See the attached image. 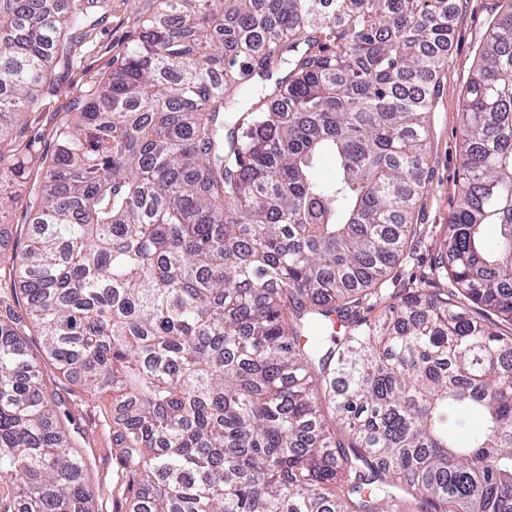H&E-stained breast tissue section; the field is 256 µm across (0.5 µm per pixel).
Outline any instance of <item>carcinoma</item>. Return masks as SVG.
Listing matches in <instances>:
<instances>
[{"instance_id":"cac0c4a2","label":"carcinoma","mask_w":512,"mask_h":512,"mask_svg":"<svg viewBox=\"0 0 512 512\" xmlns=\"http://www.w3.org/2000/svg\"><path fill=\"white\" fill-rule=\"evenodd\" d=\"M108 0H0V126ZM0 253V512H104L54 371L112 393L130 512H512V0L407 260L448 0H159ZM323 160L332 163L320 174Z\"/></svg>"}]
</instances>
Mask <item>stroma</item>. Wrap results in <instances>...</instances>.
I'll list each match as a JSON object with an SVG mask.
<instances>
[{
  "label": "stroma",
  "mask_w": 512,
  "mask_h": 512,
  "mask_svg": "<svg viewBox=\"0 0 512 512\" xmlns=\"http://www.w3.org/2000/svg\"><path fill=\"white\" fill-rule=\"evenodd\" d=\"M452 2L455 34L440 73L444 91L435 101L429 117L428 151L432 173L418 207L419 244L413 260L393 269L387 282L391 288L420 287L429 272L433 248L444 233L455 202L462 162L461 94L478 61L496 0ZM156 12L155 0H112L111 8L90 35L72 46L70 67L61 76L59 90L43 94L32 111L22 114L9 129L0 132V171L10 170L16 163L18 144L30 143L35 156L51 150L53 128L69 112L77 89L107 74L114 59L122 56L138 36L142 21ZM29 188L26 182L0 183V251L13 250L26 242L28 218L22 204ZM57 387L86 438L84 453L90 458L93 476L109 490L104 512H129V504L116 485L119 469L113 453L112 432L118 415L112 408L111 394L88 393L79 377L73 374L58 376Z\"/></svg>",
  "instance_id": "35a3bbf8"
}]
</instances>
